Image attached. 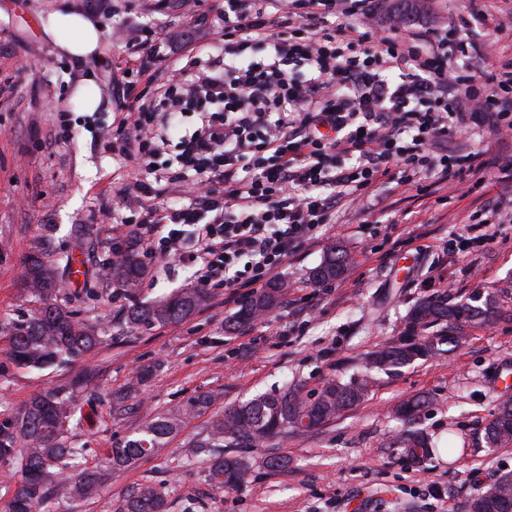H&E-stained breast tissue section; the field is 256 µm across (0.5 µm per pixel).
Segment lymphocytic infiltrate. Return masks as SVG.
Instances as JSON below:
<instances>
[{"label":"lymphocytic infiltrate","mask_w":512,"mask_h":512,"mask_svg":"<svg viewBox=\"0 0 512 512\" xmlns=\"http://www.w3.org/2000/svg\"><path fill=\"white\" fill-rule=\"evenodd\" d=\"M381 0H224V54L190 47L165 75L154 68L160 29L128 42L124 74L162 83L157 100L126 104L105 151L151 167L161 147L156 122L175 127L195 112L177 158L200 190L165 205L148 181L116 197L128 214L125 244L144 255H176L225 303L267 282L329 224L336 209L360 207L383 184L429 193L478 173L476 155L449 148L457 133L491 127L512 134V56L473 75L484 53L448 39L489 13L423 32L361 28ZM263 54L245 60V51ZM308 74L296 71L298 64Z\"/></svg>","instance_id":"f902f5d3"}]
</instances>
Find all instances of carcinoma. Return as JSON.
I'll use <instances>...</instances> for the list:
<instances>
[{
  "mask_svg": "<svg viewBox=\"0 0 512 512\" xmlns=\"http://www.w3.org/2000/svg\"><path fill=\"white\" fill-rule=\"evenodd\" d=\"M352 261L341 245L332 246L324 261L311 272L316 282L333 281L343 275ZM146 269L140 259L128 253L103 268V277L129 297L139 291ZM28 287L41 301L37 316L21 320L10 331V356L19 366L42 369L64 360H76L94 350L102 341L92 326L73 318L60 302L55 267L37 258L26 272ZM285 282H275L245 304L235 316L233 327H242L272 311L280 302ZM208 300L202 288L183 290L153 305L135 306L127 321L133 326L154 327L186 318ZM496 295L477 292L458 300L444 292L417 303L407 314L404 328L366 359L369 371H391L418 358L453 350L468 338V330L480 326L498 311ZM368 379L332 380L313 396L304 397L295 388H284L254 398L224 411L214 419L198 448H218L208 470L213 486L224 488L242 476L240 461L223 451L224 441L233 448H252L290 433H310L336 420L365 397ZM210 396L201 394L182 409L161 414L145 424L132 439L108 450L109 466L100 470L81 468L87 449L68 440L82 423L72 392L55 390L33 397L12 419L0 423V465L17 467L20 486L8 505V512H40L52 484L65 476V494L73 500L92 497L108 478L112 468L129 465L163 447L190 416L209 408ZM420 398L403 403L398 415L414 420L425 408ZM488 446L512 444V399L499 403L498 413L485 427ZM405 452L418 462L432 452L430 440L415 432L401 440ZM117 512H166V501L147 487L117 507ZM469 512H512V473L483 484L469 503Z\"/></svg>",
  "mask_w": 512,
  "mask_h": 512,
  "instance_id": "1",
  "label": "carcinoma"
}]
</instances>
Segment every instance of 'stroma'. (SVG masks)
Listing matches in <instances>:
<instances>
[{
    "mask_svg": "<svg viewBox=\"0 0 512 512\" xmlns=\"http://www.w3.org/2000/svg\"><path fill=\"white\" fill-rule=\"evenodd\" d=\"M492 0H384L365 27L394 21L434 30L486 9ZM66 10L91 14L90 0H0V421L34 396L66 388L76 394L84 419L72 431L86 448L84 465L104 464L105 449L118 445L157 413L183 407L200 394L212 404L189 419L155 455L112 470L88 500L56 490L45 512H115L128 494L152 487L168 512H448L480 485L512 471V445L487 447L484 427L499 395L512 396V317L471 330L450 353L388 373H367L365 359L403 328L418 301L445 291L468 295L495 291L512 310V223L490 224L488 241L465 248L469 216L481 203L512 198V184L498 170L512 159V139L486 131L454 145L477 153L482 187L463 195L451 183L425 197L415 190L376 187L365 211H336L318 240L289 256L275 274L287 281L285 304L241 328L232 322L239 304L209 289L208 303L191 316L151 329L129 326L130 300L104 283L100 271L120 247L124 226L113 223L114 189L139 169L103 150L123 117L118 108L127 82L118 68L136 29H164L157 68L171 64L184 42L201 47L224 36V0H112L98 53L85 59L63 54L42 27ZM100 92L95 111L77 109L74 93L85 80ZM175 148L154 159L164 202L194 197L193 181L171 183L178 171ZM353 261L342 277L314 282L312 269L333 244ZM78 256L85 276L64 281L67 308L103 337L88 357L61 367L22 368L9 357L12 325L40 306L26 286L31 258L53 263ZM147 274L138 300L151 304L195 287L192 269L177 257H144ZM370 375L368 395L331 424L308 434L274 439L271 446L237 449L246 465L238 483L216 489L207 477L212 449L195 447L212 418L254 396L284 386L316 393L331 379ZM428 398L418 427L431 436L457 432L465 443L455 458L434 455L419 466L398 442L408 430L393 410L403 400ZM277 456L282 466H270Z\"/></svg>",
    "mask_w": 512,
    "mask_h": 512,
    "instance_id": "35a3bbf8",
    "label": "stroma"
}]
</instances>
